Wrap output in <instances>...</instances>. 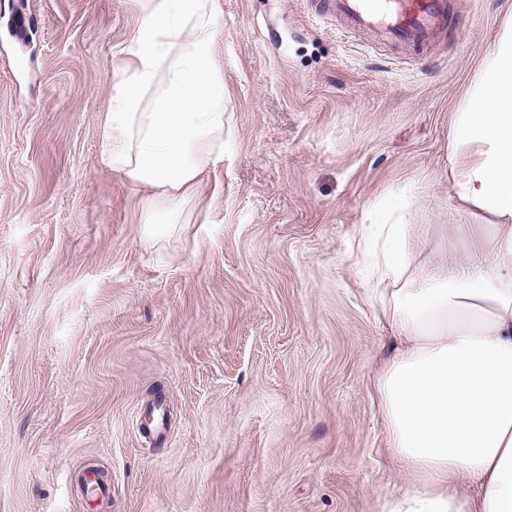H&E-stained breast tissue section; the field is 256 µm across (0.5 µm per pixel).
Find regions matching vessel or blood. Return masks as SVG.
<instances>
[{
    "instance_id": "obj_1",
    "label": "vessel or blood",
    "mask_w": 512,
    "mask_h": 512,
    "mask_svg": "<svg viewBox=\"0 0 512 512\" xmlns=\"http://www.w3.org/2000/svg\"><path fill=\"white\" fill-rule=\"evenodd\" d=\"M322 16L368 30L395 46L430 45L448 19V0H320Z\"/></svg>"
}]
</instances>
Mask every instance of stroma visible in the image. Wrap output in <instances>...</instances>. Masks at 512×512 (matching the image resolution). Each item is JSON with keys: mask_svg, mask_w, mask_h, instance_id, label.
Instances as JSON below:
<instances>
[{"mask_svg": "<svg viewBox=\"0 0 512 512\" xmlns=\"http://www.w3.org/2000/svg\"><path fill=\"white\" fill-rule=\"evenodd\" d=\"M221 4L210 221L153 244L97 165L131 0H0V512H381L404 481L360 241L388 214L463 253L491 223L448 197L450 119L512 0H449L415 51L314 0ZM90 466L109 500L80 494Z\"/></svg>", "mask_w": 512, "mask_h": 512, "instance_id": "1", "label": "stroma"}]
</instances>
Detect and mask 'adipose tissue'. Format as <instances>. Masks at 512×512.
<instances>
[{
	"instance_id": "obj_1",
	"label": "adipose tissue",
	"mask_w": 512,
	"mask_h": 512,
	"mask_svg": "<svg viewBox=\"0 0 512 512\" xmlns=\"http://www.w3.org/2000/svg\"><path fill=\"white\" fill-rule=\"evenodd\" d=\"M100 140L101 169L143 189L154 240L190 223L224 164L220 0H134ZM448 195L493 216L463 256L415 263L412 225L385 231L371 301L394 352L375 379L406 486L387 512H512V20L451 117Z\"/></svg>"
}]
</instances>
